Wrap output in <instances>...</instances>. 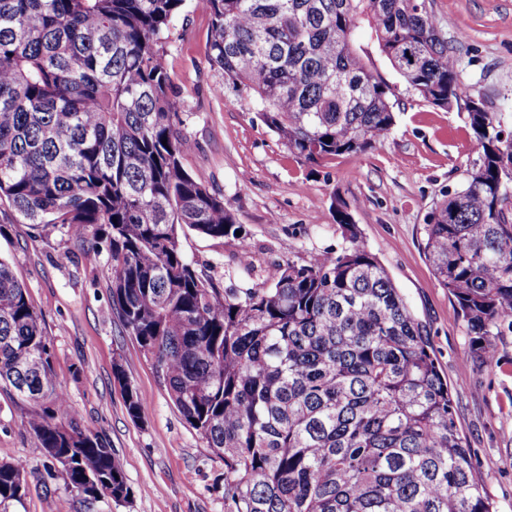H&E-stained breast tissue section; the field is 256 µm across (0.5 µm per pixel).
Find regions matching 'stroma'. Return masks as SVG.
Wrapping results in <instances>:
<instances>
[{"label": "stroma", "instance_id": "1", "mask_svg": "<svg viewBox=\"0 0 512 512\" xmlns=\"http://www.w3.org/2000/svg\"><path fill=\"white\" fill-rule=\"evenodd\" d=\"M448 39L464 35L458 81L512 129V0H434ZM209 19L186 0L173 20L163 62L179 91L186 169L224 197L239 239L179 230L186 259L218 289L248 288L274 265L305 263L346 245L336 221L345 209L365 246L430 335L448 378L455 418L497 512H512V333L496 337L491 367L464 357L466 327L425 256L426 218L463 184L479 160L463 105L444 110L398 85L396 124L363 155L314 165L294 158L253 120L242 96L217 95L224 75L207 50ZM87 238L23 223L0 201V258L28 289L53 344L57 380L84 424L100 432L123 467L126 502H87L61 476L47 475L22 423L18 400L0 387V460L30 471L23 512H224V463L182 418L133 336L109 307L106 264H86ZM126 382H118L114 364ZM149 404L139 422L125 410L124 383Z\"/></svg>", "mask_w": 512, "mask_h": 512}]
</instances>
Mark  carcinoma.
<instances>
[{
  "mask_svg": "<svg viewBox=\"0 0 512 512\" xmlns=\"http://www.w3.org/2000/svg\"><path fill=\"white\" fill-rule=\"evenodd\" d=\"M208 57L301 161L375 149L396 123V86L459 103L458 41L431 0H202ZM185 0H0V199L28 223L93 243L111 310L171 401L224 461V512H497L456 425L428 334L350 215L349 245L275 265L219 291L183 255L177 227L242 231L224 196L183 164L191 144L163 56ZM479 161L429 213L425 252L493 364L512 332V131L467 112ZM167 143H162V140ZM136 422L146 401L126 381ZM0 384L45 468L96 501L129 488L108 442L82 425L53 371L27 289L0 259ZM30 472L0 462V512L24 504Z\"/></svg>",
  "mask_w": 512,
  "mask_h": 512,
  "instance_id": "carcinoma-1",
  "label": "carcinoma"
}]
</instances>
